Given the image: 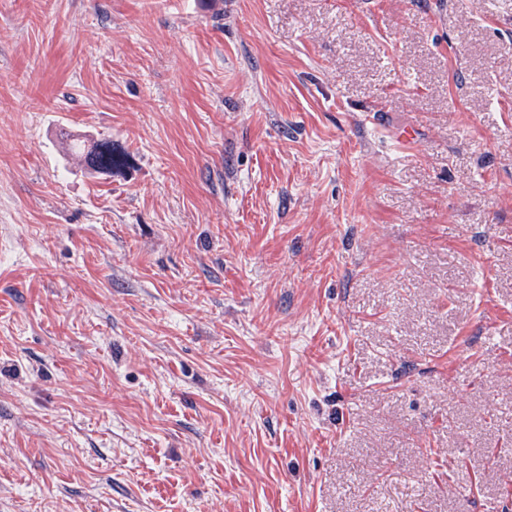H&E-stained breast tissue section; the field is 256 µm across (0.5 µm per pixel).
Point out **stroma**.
Instances as JSON below:
<instances>
[{
    "label": "stroma",
    "instance_id": "stroma-1",
    "mask_svg": "<svg viewBox=\"0 0 512 512\" xmlns=\"http://www.w3.org/2000/svg\"><path fill=\"white\" fill-rule=\"evenodd\" d=\"M0 512H512V0H0ZM73 149L81 152L88 169L99 174L112 176V172L121 171L127 166V156L117 153L111 140L99 141L86 151L79 144H75Z\"/></svg>",
    "mask_w": 512,
    "mask_h": 512
}]
</instances>
